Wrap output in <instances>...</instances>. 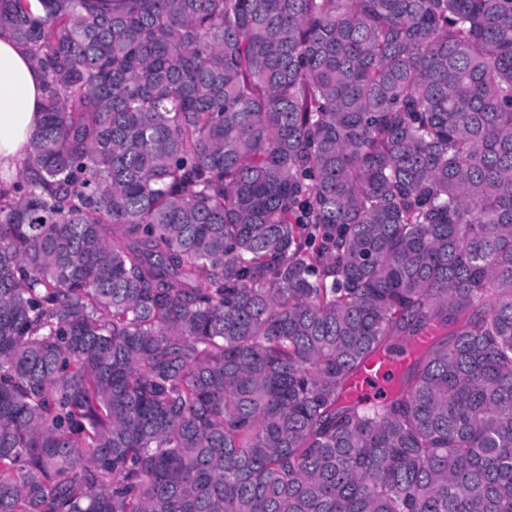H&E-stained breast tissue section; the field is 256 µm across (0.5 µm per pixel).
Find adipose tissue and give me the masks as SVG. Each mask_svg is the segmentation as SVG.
Returning a JSON list of instances; mask_svg holds the SVG:
<instances>
[{
	"label": "adipose tissue",
	"instance_id": "adipose-tissue-1",
	"mask_svg": "<svg viewBox=\"0 0 512 512\" xmlns=\"http://www.w3.org/2000/svg\"><path fill=\"white\" fill-rule=\"evenodd\" d=\"M44 98L41 70L10 37L0 38V178L16 175L42 120Z\"/></svg>",
	"mask_w": 512,
	"mask_h": 512
}]
</instances>
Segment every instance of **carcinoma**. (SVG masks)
Masks as SVG:
<instances>
[{
	"label": "carcinoma",
	"mask_w": 512,
	"mask_h": 512,
	"mask_svg": "<svg viewBox=\"0 0 512 512\" xmlns=\"http://www.w3.org/2000/svg\"><path fill=\"white\" fill-rule=\"evenodd\" d=\"M105 2L0 0V512H512V0ZM45 98L41 70L5 35L0 38V177L13 178L39 126ZM410 358L411 355L393 358L381 353L369 357L349 382V398L358 400L372 397L380 389L388 390Z\"/></svg>",
	"instance_id": "1"
}]
</instances>
